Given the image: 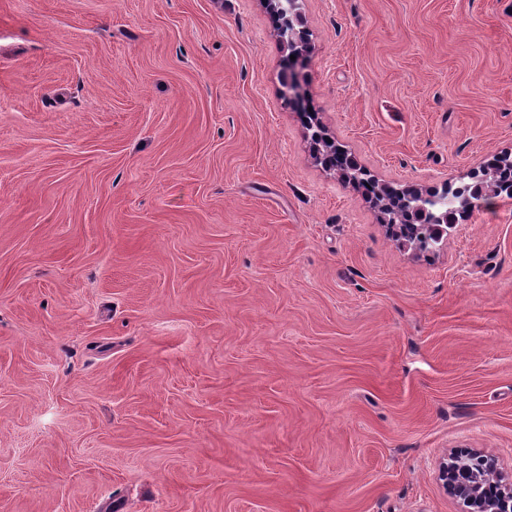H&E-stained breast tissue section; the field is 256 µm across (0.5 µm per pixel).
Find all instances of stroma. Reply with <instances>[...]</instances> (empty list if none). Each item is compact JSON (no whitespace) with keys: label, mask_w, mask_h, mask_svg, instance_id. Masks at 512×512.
I'll list each match as a JSON object with an SVG mask.
<instances>
[{"label":"stroma","mask_w":512,"mask_h":512,"mask_svg":"<svg viewBox=\"0 0 512 512\" xmlns=\"http://www.w3.org/2000/svg\"><path fill=\"white\" fill-rule=\"evenodd\" d=\"M378 184L512 155V0H299ZM265 0H0V512H461L512 479V197L396 241ZM296 40H299L296 29L288 33V38L285 42L291 48L286 62V71L288 72V81L286 83L289 95L288 99L292 104L302 107L305 99V92L303 90L302 78L299 70L297 69V61L300 52L296 48ZM294 55L295 60H291L290 56ZM471 455L475 454L455 456L450 463H443L439 469L440 478L462 503L463 512H511L512 482L504 484L497 473L495 462L487 457L479 456L485 471L470 468L466 460ZM489 478L493 479L494 485L491 493L485 486Z\"/></svg>","instance_id":"stroma-1"}]
</instances>
